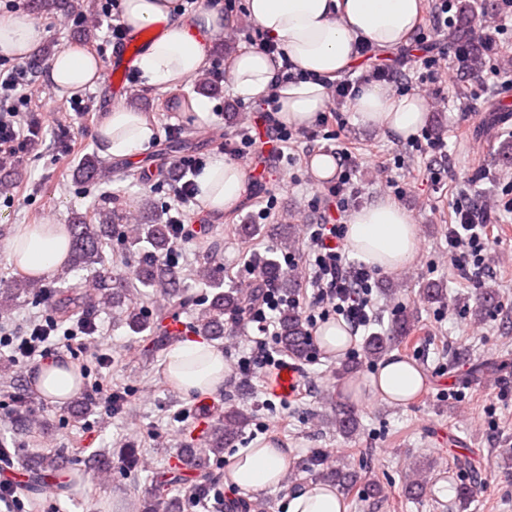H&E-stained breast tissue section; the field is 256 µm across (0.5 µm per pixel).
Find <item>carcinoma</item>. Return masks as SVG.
<instances>
[{
    "label": "carcinoma",
    "instance_id": "1",
    "mask_svg": "<svg viewBox=\"0 0 512 512\" xmlns=\"http://www.w3.org/2000/svg\"><path fill=\"white\" fill-rule=\"evenodd\" d=\"M38 12L52 15L56 12L84 14L93 10L90 0H31ZM78 172L91 184L98 188L103 181L101 168L95 161L87 157L78 168ZM139 220L134 224L127 223V212L120 207L119 198L107 193L99 205L92 208L88 215H78L68 225L69 248L68 261L72 267L89 270L104 264V245L113 237L125 239L128 247L139 255L137 266L132 268L128 276L116 275L109 277L97 273L95 279L88 282L91 289L89 298L75 293V287L69 285L57 289L56 302L52 316L60 325H69L88 317V310L106 309L115 304H127L126 324L135 334L149 333L158 337L156 347L163 346V322L170 317H178L179 309L186 308L202 301L201 296L188 293L184 285V277L167 261V255L173 248L169 234V225L162 219V213L149 198L140 201ZM259 277L265 281H273L285 290L297 289L298 276L281 270L277 259L263 257L255 262ZM195 281L201 288L210 289L211 298L204 306L197 320L198 332L213 339L224 337V316L235 315L247 311L257 298L256 289L244 291L239 288L224 289V280L216 277L211 263L201 265L195 271ZM42 278H17L3 281L0 288V312L11 309L14 300L22 294L40 291ZM164 297L176 299L169 307H158L151 314L141 311L137 306V296L144 294V289ZM417 310L406 308L397 316L391 333L384 335L374 333L364 343V358L376 360L386 354L392 343L402 339L414 330ZM279 341L289 355L303 359L307 357L306 328L299 313L294 309L284 311L280 321ZM12 418L16 434L24 435L30 427V409L23 399L14 403ZM250 417L237 406L230 404L224 407L222 414L214 418L200 437L189 444L181 455V462L167 468V484L150 498L146 507L149 512H177L178 500L169 496L171 488L187 481L188 473L201 468L211 457L224 452V448L238 437ZM329 424L336 432L353 435L358 428L354 410L341 405L336 409ZM62 468V461L52 451L41 454L28 466L27 489L30 496L38 495L44 480L56 470ZM427 476L420 468L407 475L405 490L410 495H419L426 486ZM316 481L327 486H339L344 490L354 487L374 498L378 488L375 480L367 475L348 471L342 467L329 466L321 469Z\"/></svg>",
    "mask_w": 512,
    "mask_h": 512
}]
</instances>
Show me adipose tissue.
Masks as SVG:
<instances>
[{"label": "adipose tissue", "mask_w": 512, "mask_h": 512, "mask_svg": "<svg viewBox=\"0 0 512 512\" xmlns=\"http://www.w3.org/2000/svg\"><path fill=\"white\" fill-rule=\"evenodd\" d=\"M176 0H121L120 17L130 36L144 30L152 35L140 44L133 60L146 85L167 90L192 80L209 66L206 35L218 32V12L201 8L182 21H172ZM256 26L277 42L290 63L301 72L298 81L277 83L279 65L260 50L245 48L229 62L227 77L238 95L259 100L277 93L279 121L308 126L327 103L326 81L355 66L358 40L371 49L388 52L407 44L421 15L420 0H246ZM42 33L28 16H0V53L27 59ZM101 61L79 48L59 51L43 74L59 94L94 85ZM351 108L357 122L382 126L401 139L415 135L427 117L428 104L417 95L397 97L377 83L364 85ZM154 135L144 114L112 107L98 129V148L106 157L132 158ZM198 197L212 214L235 206L246 190V174L239 166L214 157L196 178ZM351 254L365 265L386 273L409 265L418 249V232L409 214L389 199H379L354 212L347 223ZM8 259L35 275L61 267L68 255V230L63 224L23 227L9 240ZM167 370L187 394L215 391L224 384V355L203 342H185L167 353ZM425 384L411 362L389 355L371 380L373 391L395 403L407 402ZM288 470V451L268 443L245 448L231 457L224 483L245 495L258 496L281 485ZM283 512H343L336 491L317 483L289 489L280 502Z\"/></svg>", "instance_id": "obj_1"}]
</instances>
